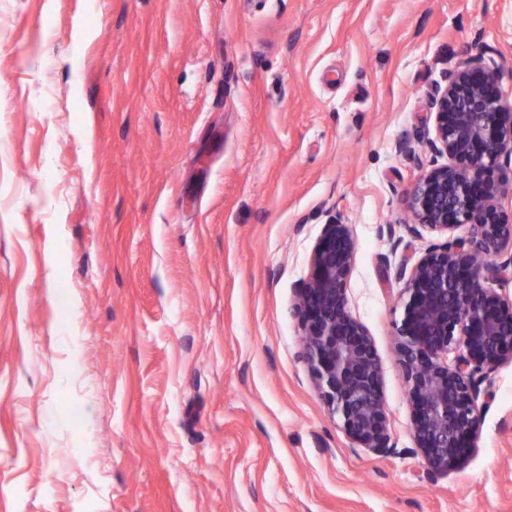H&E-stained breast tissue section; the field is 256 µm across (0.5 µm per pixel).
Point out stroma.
Masks as SVG:
<instances>
[{
  "label": "stroma",
  "mask_w": 512,
  "mask_h": 512,
  "mask_svg": "<svg viewBox=\"0 0 512 512\" xmlns=\"http://www.w3.org/2000/svg\"><path fill=\"white\" fill-rule=\"evenodd\" d=\"M512 104V0H0V512H512V363L430 474L395 349L430 103ZM409 142L412 153L398 149ZM348 224L392 452L301 359L295 290Z\"/></svg>",
  "instance_id": "1"
}]
</instances>
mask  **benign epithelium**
<instances>
[{"label":"benign epithelium","mask_w":512,"mask_h":512,"mask_svg":"<svg viewBox=\"0 0 512 512\" xmlns=\"http://www.w3.org/2000/svg\"><path fill=\"white\" fill-rule=\"evenodd\" d=\"M433 152L448 163L423 172L407 203L412 223L452 237L405 259L397 351L408 387L412 438L436 475L461 467L476 448L479 396L491 397L490 375L512 362V298L486 286L512 282V214L494 179L512 162V108L503 103L500 71L467 56L431 100ZM356 242L348 225H324L293 305L302 331L301 357L332 415L359 448L390 451L381 367L366 327L350 312L347 286Z\"/></svg>","instance_id":"1"}]
</instances>
